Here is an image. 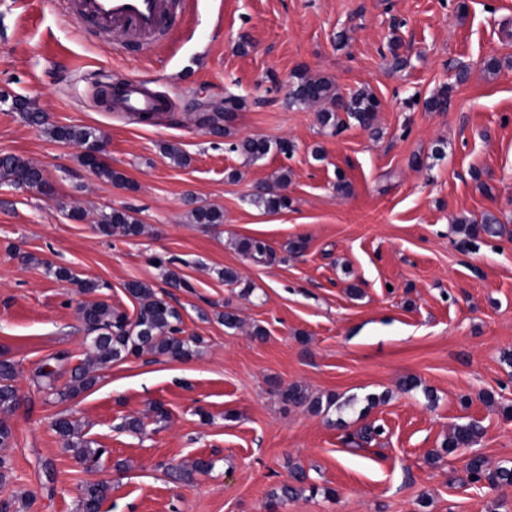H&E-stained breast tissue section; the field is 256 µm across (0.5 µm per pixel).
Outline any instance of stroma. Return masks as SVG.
<instances>
[{"instance_id":"1","label":"stroma","mask_w":512,"mask_h":512,"mask_svg":"<svg viewBox=\"0 0 512 512\" xmlns=\"http://www.w3.org/2000/svg\"><path fill=\"white\" fill-rule=\"evenodd\" d=\"M63 10L0 0V155L28 159L55 187L47 197L0 182V356L19 368L0 496L15 512H77L83 484L105 481L102 512H512V488L471 482L463 461L512 466V0H176L182 22L158 45L81 33ZM303 69L344 97L371 90L373 128L349 118L333 129L317 107L289 104ZM106 74L164 98L161 115L143 123L109 109ZM443 89L447 109L429 111ZM14 98L52 124L98 129L127 185L93 174ZM201 110L229 111L222 136L194 125ZM248 137L269 152L231 151ZM166 143L188 164L171 162ZM282 173L289 207L252 205L255 186ZM75 205L85 220L71 218ZM198 206L221 209L223 223H192ZM113 208L136 212L144 233H99L97 214ZM488 213L498 236L465 232ZM299 237L305 250L289 252ZM244 238L271 255L243 254ZM227 269L238 283H225ZM79 279L128 314L138 304L127 284H152L201 337L198 351L130 358L75 399L49 396L36 370L68 353V381L90 351ZM225 311L238 328L224 326ZM407 377L419 388L402 391ZM293 384L355 404L315 415L281 400ZM62 414L105 447L95 471L64 451ZM128 416L140 432L123 429ZM472 420L483 428L475 446L428 463ZM368 423L384 429L370 442L359 436ZM197 459L212 469L170 478L169 466ZM296 465L318 493L271 504Z\"/></svg>"}]
</instances>
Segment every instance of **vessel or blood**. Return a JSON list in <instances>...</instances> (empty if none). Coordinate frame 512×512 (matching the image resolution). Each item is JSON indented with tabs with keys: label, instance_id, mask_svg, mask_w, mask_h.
<instances>
[{
	"label": "vessel or blood",
	"instance_id": "obj_1",
	"mask_svg": "<svg viewBox=\"0 0 512 512\" xmlns=\"http://www.w3.org/2000/svg\"><path fill=\"white\" fill-rule=\"evenodd\" d=\"M65 5L67 15L106 34L151 37L171 32L178 25L166 0H65ZM116 107L123 112H152L158 102L138 82L130 81L125 83Z\"/></svg>",
	"mask_w": 512,
	"mask_h": 512
}]
</instances>
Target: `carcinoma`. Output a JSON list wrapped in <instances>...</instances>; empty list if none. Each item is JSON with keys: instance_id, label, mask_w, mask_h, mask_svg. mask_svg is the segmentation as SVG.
<instances>
[{"instance_id": "carcinoma-1", "label": "carcinoma", "mask_w": 512, "mask_h": 512, "mask_svg": "<svg viewBox=\"0 0 512 512\" xmlns=\"http://www.w3.org/2000/svg\"><path fill=\"white\" fill-rule=\"evenodd\" d=\"M296 82L289 92L293 104L322 105L321 122L325 126H338L337 112L342 111L365 128L373 126L380 102L367 90L360 89L344 98L338 94L334 82L326 77L310 76L305 71L294 74ZM14 108L26 113L27 119L43 128L53 139L64 143H74L80 147L105 144L100 132L89 126H60L47 123L41 112L28 107L26 101L17 99ZM230 117L228 112H197L194 122L200 129L222 131L224 119ZM234 151L240 150L252 158H260L268 153L269 146L261 138H246L231 145ZM84 165L93 168L95 174L106 181L121 185L126 182L123 173L112 166L91 161L81 156ZM0 181L15 187L35 190L40 194L52 193V185L44 170L28 160L16 155L0 156ZM288 181V175H279L275 182L261 188L250 197V202L267 211H277L288 207V197L279 192ZM195 224H221L223 213L213 207L199 206L190 213ZM99 230L106 235L138 236L144 226L129 210L112 209L101 212L96 220ZM498 220L487 215L479 224L467 225L471 234L495 235L498 233ZM239 250L250 257H263L269 254L267 244L262 240L247 239L238 243ZM128 293L138 302L139 307L134 317L119 311L102 300L83 301L79 304L78 315L88 330L94 333L90 338L91 353L83 364L71 370L70 380L61 388L56 386L60 371L46 366L40 367L36 375L47 390L62 400L73 399L88 391L97 383L94 372L107 369L114 363L125 361L130 357L138 358L144 353L165 356L171 359H185L194 353V347L201 343L197 336L185 337L180 328L179 312L146 282H132L127 286ZM18 374V365L10 359H0V412L13 411L18 403L17 389L14 381ZM284 402L294 406H304L316 414H327L336 408L338 396L330 393L324 397L310 398L306 390L299 385H291L281 391ZM53 427L63 441L65 451L69 452L84 470L89 472L98 466L105 450L94 446V441L83 437L77 421L68 415L58 417ZM483 433L482 426L476 421L459 425L448 435V441L442 444L444 451L452 453L459 448H468L479 440ZM213 467L212 462L196 460L189 465L175 468L174 477L189 481L197 472H207ZM470 479L486 482L492 488L512 486V467L500 466L490 469L483 458L474 456L467 464ZM296 484H283L271 492V500L284 501L305 492L306 474L296 470L292 474ZM111 487L104 482H87L82 487L78 512H100Z\"/></svg>"}]
</instances>
